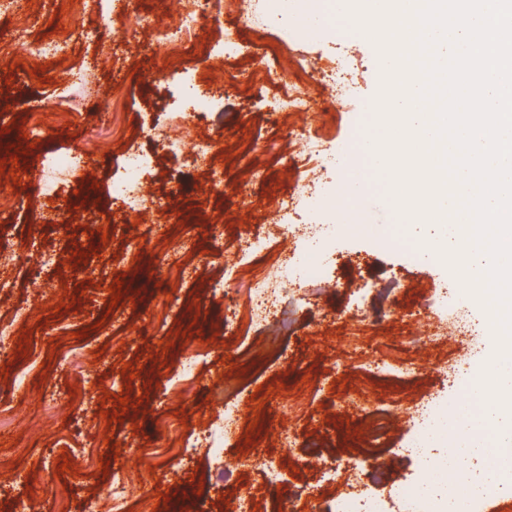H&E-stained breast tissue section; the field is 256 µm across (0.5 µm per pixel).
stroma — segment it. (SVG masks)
<instances>
[{
  "label": "stroma",
  "mask_w": 512,
  "mask_h": 512,
  "mask_svg": "<svg viewBox=\"0 0 512 512\" xmlns=\"http://www.w3.org/2000/svg\"><path fill=\"white\" fill-rule=\"evenodd\" d=\"M108 0H89L85 13L70 19L78 34L67 48L69 68L98 65L99 95L79 99L68 82L49 75L33 80L18 58L40 36V26L14 28L0 21V38L15 47L16 59L0 60V195L10 213L0 215V252L24 247L28 259L0 291V324H10L14 349L0 357V400L15 410L11 427L0 428V453H18L23 464L0 490V512H56L48 476L62 462L82 470L72 487L70 512H90L112 483L104 463L137 470L145 448L195 444L203 427L224 422L225 406L236 407L244 441L226 448L214 463L199 448L194 457L169 465L154 461L151 484L163 512H190L202 497L214 512L225 501L252 497L257 512H276L280 499L311 500L312 512H335L349 491L348 465L363 474L384 467L394 479L424 477L406 447L420 403L444 405L467 398L473 377L492 350L483 324L486 312L460 291L456 273L425 255L440 228L409 223L397 191L347 143H360L375 123L373 103L385 98L390 82L379 63L375 40L337 16L323 0V24L311 35L284 34L268 19L255 30L247 18L204 17L198 22L202 53L170 67L155 41L151 21L177 28L182 17L171 0H134L130 14L107 20ZM237 30L242 69H274L284 62L329 56L345 68L349 94L331 82L312 88L316 105L306 112H274L272 89L239 95L218 80L216 49L225 29ZM193 73L213 111L185 119L193 136H222L224 194L214 196L210 179L192 158L191 144L179 152L157 149L170 133L178 107L181 76ZM119 91L124 137L108 134L111 113L103 103ZM43 115L44 130L27 127L28 113ZM324 128L328 155L323 187L339 182L351 166L360 173L361 202L347 207H299L300 224H324L320 239L271 229L274 201L290 195L303 169L305 143L299 128ZM97 148L85 156L92 196L68 178L52 192L36 179L43 160L75 151L87 141ZM154 155L141 178L151 201L171 214L157 227L126 210L110 193L128 152ZM261 180H254V173ZM57 213L58 220L42 218ZM267 238L270 250L293 254L301 278L275 284L274 316L237 329L224 323V298L212 290L224 281V261L240 240ZM57 290L39 294L44 282ZM120 286V301L110 287ZM463 310L479 331L434 343L423 308ZM364 335L354 345L353 334ZM392 347L403 373L365 385L380 345ZM91 359L93 370L81 399L70 400L73 355ZM195 378L180 381L186 362ZM367 387L361 408L344 402L346 392ZM301 397L303 411L283 407L285 394ZM119 416L107 431L96 428L101 410ZM386 413V432L372 425ZM296 435L281 444L284 431ZM319 443L320 457L306 453ZM281 473L278 487L264 479L266 466Z\"/></svg>",
  "instance_id": "35a3bbf8"
}]
</instances>
